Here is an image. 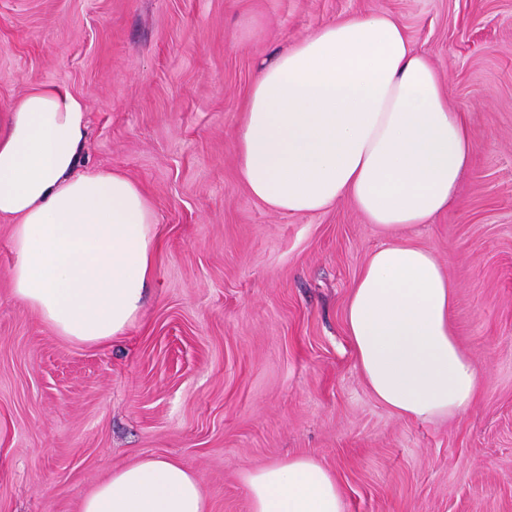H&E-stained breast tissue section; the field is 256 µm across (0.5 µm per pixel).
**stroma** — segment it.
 <instances>
[{"label": "stroma", "mask_w": 512, "mask_h": 512, "mask_svg": "<svg viewBox=\"0 0 512 512\" xmlns=\"http://www.w3.org/2000/svg\"><path fill=\"white\" fill-rule=\"evenodd\" d=\"M379 13L476 144L457 202L404 234L446 268L456 340L482 370L471 410L444 422L379 403L346 335L388 234L348 201L272 211L235 150L261 64ZM35 80L84 102L81 166L145 188L161 247L136 324L77 344L15 299L0 220V512H79L148 455L192 470L208 512H251L244 474L297 455L335 474L344 512H512V0H0V107Z\"/></svg>", "instance_id": "stroma-1"}]
</instances>
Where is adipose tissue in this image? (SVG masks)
<instances>
[{
    "instance_id": "ef3b65f1",
    "label": "adipose tissue",
    "mask_w": 512,
    "mask_h": 512,
    "mask_svg": "<svg viewBox=\"0 0 512 512\" xmlns=\"http://www.w3.org/2000/svg\"><path fill=\"white\" fill-rule=\"evenodd\" d=\"M86 108L66 87L32 83L0 111V218L12 219L15 298L56 335L123 336L155 275L157 220L144 188L118 171L79 169ZM475 151L429 57L379 14L326 23L263 64L236 137L252 197L283 214L349 200L388 233L447 210ZM455 291L433 253L388 242L353 285L345 324L356 367L399 416H459L481 372L454 337ZM251 512H344L335 476L296 456L243 477ZM197 476L147 456L112 471L80 512H207Z\"/></svg>"
}]
</instances>
